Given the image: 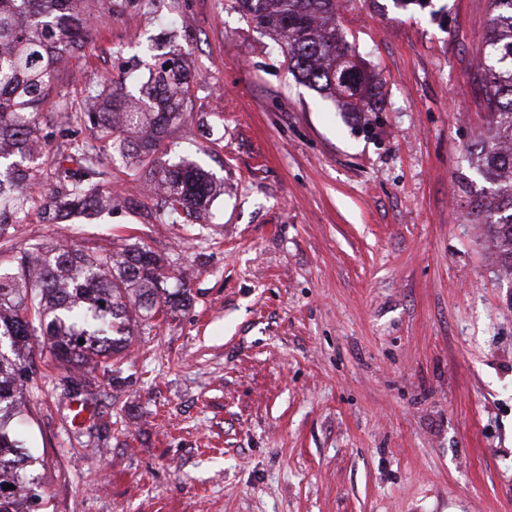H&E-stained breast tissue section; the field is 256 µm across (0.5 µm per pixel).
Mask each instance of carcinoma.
Instances as JSON below:
<instances>
[{
    "mask_svg": "<svg viewBox=\"0 0 512 512\" xmlns=\"http://www.w3.org/2000/svg\"><path fill=\"white\" fill-rule=\"evenodd\" d=\"M0 0V512H45L38 466L17 424L27 404L38 339L52 358L76 368L111 367L130 336L149 334L187 300L168 258L134 243L119 252L44 241L18 231L38 211L45 221L112 207L110 162L119 159L160 193L155 219L187 227L202 219L214 181L193 164L164 161L165 141L188 116L192 75L179 48L157 64L135 102L106 77L76 107L57 92L62 62L92 42L96 15L112 19L114 0ZM492 26L480 67L489 122L471 145L493 203L480 205L512 271V0H491ZM247 21L277 36L288 71L356 112L383 111V94L347 43L336 40V0H233ZM59 114L56 137L70 152L40 142L43 111ZM89 136L72 139L74 129ZM41 149H34L36 143ZM84 343H79V339ZM12 488L6 490L4 486Z\"/></svg>",
    "mask_w": 512,
    "mask_h": 512,
    "instance_id": "cac0c4a2",
    "label": "carcinoma"
}]
</instances>
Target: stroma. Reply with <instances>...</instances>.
I'll list each match as a JSON object with an SVG mask.
<instances>
[{
	"instance_id": "obj_1",
	"label": "stroma",
	"mask_w": 512,
	"mask_h": 512,
	"mask_svg": "<svg viewBox=\"0 0 512 512\" xmlns=\"http://www.w3.org/2000/svg\"><path fill=\"white\" fill-rule=\"evenodd\" d=\"M383 83L371 125L288 72L232 0H152L92 20L63 64L82 101L138 89L172 43L194 76L170 162L216 182L204 223L116 205L20 239L168 255L190 301L119 371L36 348L22 430L51 512H512V271L471 210L490 0H336Z\"/></svg>"
}]
</instances>
